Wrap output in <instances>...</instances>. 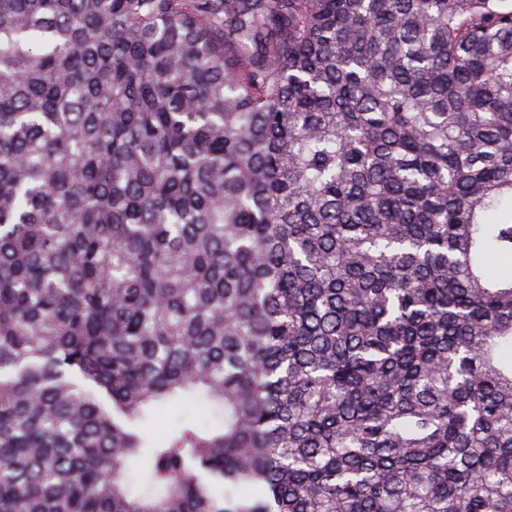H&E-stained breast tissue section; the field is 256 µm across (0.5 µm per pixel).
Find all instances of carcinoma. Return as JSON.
<instances>
[{"mask_svg":"<svg viewBox=\"0 0 512 512\" xmlns=\"http://www.w3.org/2000/svg\"><path fill=\"white\" fill-rule=\"evenodd\" d=\"M492 252L512 0H0V512H512ZM206 416V411H203L195 406L183 407L176 405L168 410L163 411L162 415L147 425V430L150 434L155 435L164 429L178 424V422L183 418H194L201 421L205 419Z\"/></svg>","mask_w":512,"mask_h":512,"instance_id":"obj_1","label":"carcinoma"}]
</instances>
